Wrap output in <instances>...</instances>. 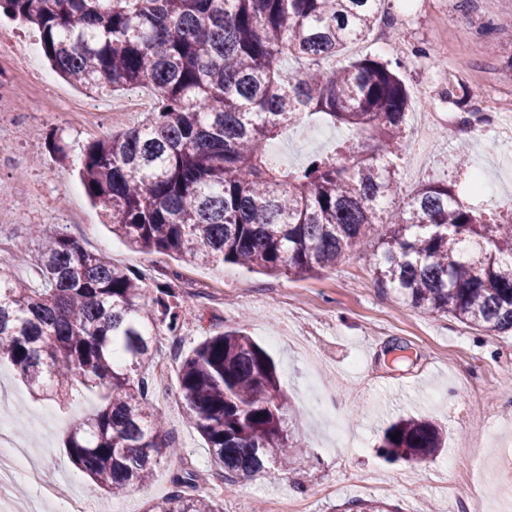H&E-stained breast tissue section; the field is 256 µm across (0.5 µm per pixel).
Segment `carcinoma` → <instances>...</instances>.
Wrapping results in <instances>:
<instances>
[{
    "label": "carcinoma",
    "instance_id": "carcinoma-1",
    "mask_svg": "<svg viewBox=\"0 0 512 512\" xmlns=\"http://www.w3.org/2000/svg\"><path fill=\"white\" fill-rule=\"evenodd\" d=\"M385 2L0 0V11L38 29L66 80L98 95L156 92L151 120L90 144L80 170L91 203L132 248L313 276L364 252L375 227L379 287L489 336L512 333V218L484 217L446 181L423 184L389 211L410 93L367 56L318 68L364 39ZM288 56L308 67H283ZM314 116L367 143L344 141L297 169L270 163V143ZM34 266V283L0 271V361L51 399H69L76 381L105 389L106 403L69 428L64 448L110 494L141 487L177 451L143 367L158 330L182 326L179 294L167 283L144 287L62 231L36 240ZM178 383L185 415L226 479L269 461L286 467L289 449L302 447L274 361L243 331L206 338L183 357ZM444 443L439 425L408 418L386 429L382 448L409 462ZM343 507L391 512L380 500ZM219 508L177 489L146 512Z\"/></svg>",
    "mask_w": 512,
    "mask_h": 512
}]
</instances>
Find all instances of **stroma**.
Returning <instances> with one entry per match:
<instances>
[{
	"label": "stroma",
	"mask_w": 512,
	"mask_h": 512,
	"mask_svg": "<svg viewBox=\"0 0 512 512\" xmlns=\"http://www.w3.org/2000/svg\"><path fill=\"white\" fill-rule=\"evenodd\" d=\"M512 0H386L381 27L392 30L394 50L375 38L348 45L344 58L368 56L396 65L410 92L432 87L445 111L459 112L452 87L483 88L512 95ZM43 59L40 35L0 15V92L12 95L21 119L38 121L30 138L0 134V267L34 278L33 254L24 249L29 227L60 229L87 250L103 255L144 280L146 287L174 286L182 299L178 335L161 334L148 367L155 404L178 452L162 461L147 486L108 497L70 462L64 439L71 421L104 402L102 391L81 389L61 405L34 395L8 363L0 386L11 401L5 418L38 469L61 480L71 497H91L103 512H144L148 501L170 495L176 475L190 472L198 493L223 512H273L291 499L305 512H336L354 499L381 500L398 512H463L466 484L453 461L484 422L493 441L474 462L484 512H512V334L487 336L457 320L405 306L375 284L370 255L355 254L315 276H269L237 265H201L177 254L130 249L100 223L78 177L88 143L145 124V112L113 113L127 92L91 96L85 88L52 76L33 93L13 66L25 53ZM96 101V117L80 112ZM418 100L405 119L406 145L397 163V191L389 210L405 206L428 180L448 174L443 158L464 147L470 170L483 171L500 197L472 194L468 178L455 189L465 203L498 219L512 216V143L505 118L489 116L481 133L467 135L447 120L427 126L416 140ZM324 137L314 142L312 131ZM346 129L313 120L289 129L274 145L284 164L296 166L317 151L332 149ZM241 330L273 357L282 389L295 410V431L306 445L292 449L293 464L228 481L182 408L178 371L182 358L206 337ZM430 417L447 435L444 448L419 463L387 457L380 446L398 418Z\"/></svg>",
	"instance_id": "obj_1"
}]
</instances>
